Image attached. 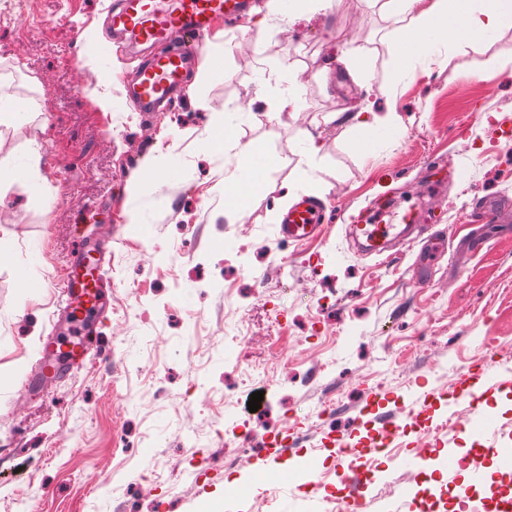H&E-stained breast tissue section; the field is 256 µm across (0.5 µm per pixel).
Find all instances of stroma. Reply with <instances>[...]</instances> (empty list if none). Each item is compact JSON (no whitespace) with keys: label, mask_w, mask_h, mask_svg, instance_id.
I'll use <instances>...</instances> for the list:
<instances>
[{"label":"stroma","mask_w":512,"mask_h":512,"mask_svg":"<svg viewBox=\"0 0 512 512\" xmlns=\"http://www.w3.org/2000/svg\"><path fill=\"white\" fill-rule=\"evenodd\" d=\"M110 3L0 0V90L32 103L0 122V245L12 252L0 264V512H211L228 461L247 487L239 512H279L290 496L295 512H337L322 494L300 497L263 446L270 427L316 457L334 436L380 432L379 414L467 412L443 398L444 366L464 374L478 355L490 428L441 439L459 457L512 448V23L486 42L449 37L399 82L397 22L378 0L266 8L219 24L203 46L210 78L146 120L116 77L141 48L103 49ZM357 47L367 65L352 75L341 58ZM286 77L302 82L300 105L265 118ZM392 105L400 136L357 145L354 116ZM243 110L259 121L203 150L211 115ZM249 143L273 162L239 216L224 205V169ZM34 147L38 185L12 181ZM289 187L325 205L321 236H278ZM488 201L493 224L477 218ZM409 210L442 240L431 263L421 239L376 255L349 233ZM105 233L108 305L85 365L24 391L65 308L58 288ZM23 270L34 288L19 286ZM239 318L245 340L225 346L224 323ZM248 355L266 360L263 378L244 376ZM257 391L263 422L247 406ZM228 416L253 429L247 446H225ZM366 462L383 474L366 512H421L409 470ZM151 471L159 483L138 495Z\"/></svg>","instance_id":"obj_1"}]
</instances>
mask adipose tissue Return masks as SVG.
I'll return each instance as SVG.
<instances>
[{
    "label": "adipose tissue",
    "mask_w": 512,
    "mask_h": 512,
    "mask_svg": "<svg viewBox=\"0 0 512 512\" xmlns=\"http://www.w3.org/2000/svg\"><path fill=\"white\" fill-rule=\"evenodd\" d=\"M382 7L396 17L397 75H406L424 55L435 54L439 45L432 35L447 25L460 26L469 40L483 42L512 21V0H384ZM353 131L362 147L388 143L400 132L395 110L373 120L355 119Z\"/></svg>",
    "instance_id": "1"
}]
</instances>
